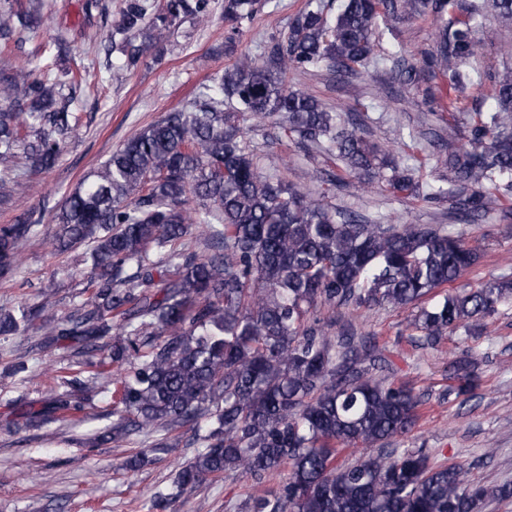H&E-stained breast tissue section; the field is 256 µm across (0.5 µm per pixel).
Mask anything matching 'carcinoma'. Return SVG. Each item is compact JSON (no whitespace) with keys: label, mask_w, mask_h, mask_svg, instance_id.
Segmentation results:
<instances>
[{"label":"carcinoma","mask_w":512,"mask_h":512,"mask_svg":"<svg viewBox=\"0 0 512 512\" xmlns=\"http://www.w3.org/2000/svg\"><path fill=\"white\" fill-rule=\"evenodd\" d=\"M209 0H123L112 35L128 68L157 55L187 19L207 16ZM256 0H224V25L236 33ZM432 17L433 43L423 66L443 80L448 152L436 167L441 183L418 191L404 159L364 135L358 115L333 109L285 83L290 70L344 83L378 71L384 32L404 20ZM40 7L0 3V52L23 48L43 24ZM512 0H307L295 23L273 39L269 61L242 51L185 109L167 112L116 149L69 193L49 239L55 254L86 241L90 299L66 317L44 298L0 314V335L41 319L42 345L63 341L114 362L138 359L115 380L112 427L99 440L120 444L132 434L165 448L172 430L189 425L202 451L176 475L175 493L201 488L226 472L278 481L252 495L246 512H480L486 499L512 487L469 483L462 465L430 462L421 449L400 447L423 404L392 379V364L375 336L359 330L358 313L417 306L407 327L433 346L461 332L483 333L500 307L512 305V277L445 293L477 260L463 235L441 224H379L325 203L324 184L357 178L396 195L448 202V219L479 224L512 217V66L485 61L497 47L512 57ZM390 71L401 84L420 78L416 63L396 51ZM478 86L489 112H455ZM82 82L69 69L41 76L0 70V197L27 189L25 170H48L62 145L79 136ZM295 137L326 166L308 169L315 191L283 174L265 175L240 120ZM468 142L456 145L461 132ZM336 171L328 170V167ZM40 220L0 225V280L18 273V256ZM205 254L175 245L188 237ZM468 350L455 362V397L478 379ZM65 391L30 413L41 423L81 410L90 387L78 374ZM357 447L379 452L351 464Z\"/></svg>","instance_id":"cac0c4a2"}]
</instances>
